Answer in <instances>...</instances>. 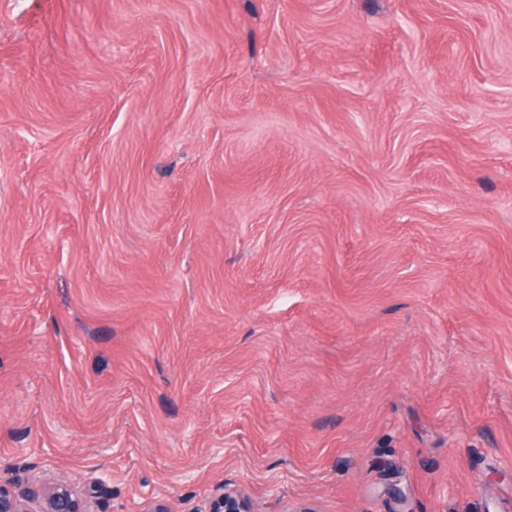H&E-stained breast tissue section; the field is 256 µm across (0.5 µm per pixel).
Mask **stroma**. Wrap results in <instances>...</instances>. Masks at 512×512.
Segmentation results:
<instances>
[{
    "instance_id": "stroma-1",
    "label": "stroma",
    "mask_w": 512,
    "mask_h": 512,
    "mask_svg": "<svg viewBox=\"0 0 512 512\" xmlns=\"http://www.w3.org/2000/svg\"><path fill=\"white\" fill-rule=\"evenodd\" d=\"M512 0H0V484L91 512H512ZM206 512H254L246 499L235 490L224 488V492L209 501Z\"/></svg>"
}]
</instances>
